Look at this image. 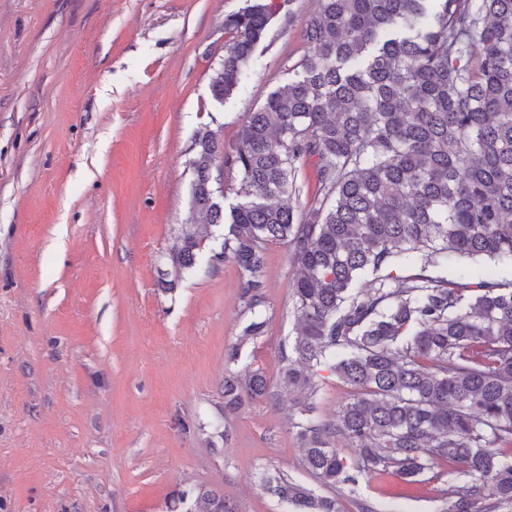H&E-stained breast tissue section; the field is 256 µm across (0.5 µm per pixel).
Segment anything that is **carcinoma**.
Here are the masks:
<instances>
[{"label":"carcinoma","instance_id":"obj_1","mask_svg":"<svg viewBox=\"0 0 512 512\" xmlns=\"http://www.w3.org/2000/svg\"><path fill=\"white\" fill-rule=\"evenodd\" d=\"M273 8L254 0L224 18L228 39L213 101L239 87ZM301 74L244 116L230 151L210 133L192 160L189 215L175 273L198 267L195 215L218 228L253 317L229 363L265 333L266 245L300 267L298 323L281 351L283 389L305 467L327 487L390 471L409 483L451 466L443 512L512 504V281L441 274L450 258L512 261V0H317L305 20ZM316 192L298 203V163ZM235 172L224 207L214 172ZM353 393L336 418L311 416L318 371ZM270 396L265 376L224 378V410ZM354 447L349 461L333 441ZM268 492L297 512L336 502L270 474ZM171 512H234L210 490L182 491Z\"/></svg>","mask_w":512,"mask_h":512}]
</instances>
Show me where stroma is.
<instances>
[{
	"mask_svg": "<svg viewBox=\"0 0 512 512\" xmlns=\"http://www.w3.org/2000/svg\"><path fill=\"white\" fill-rule=\"evenodd\" d=\"M247 2L0 0V512H168L199 487L237 512H292L263 487L275 471L340 512L444 506L442 478L331 489L304 468L280 382L300 273L285 244L267 247L265 333L232 365L251 317L238 268L160 285L198 139L235 146L307 53L316 0H275L242 83L215 103L224 18ZM447 275L510 281L512 262L454 259ZM254 371L276 399L225 412V373ZM317 381L314 415L334 419L351 389Z\"/></svg>",
	"mask_w": 512,
	"mask_h": 512,
	"instance_id": "stroma-1",
	"label": "stroma"
}]
</instances>
